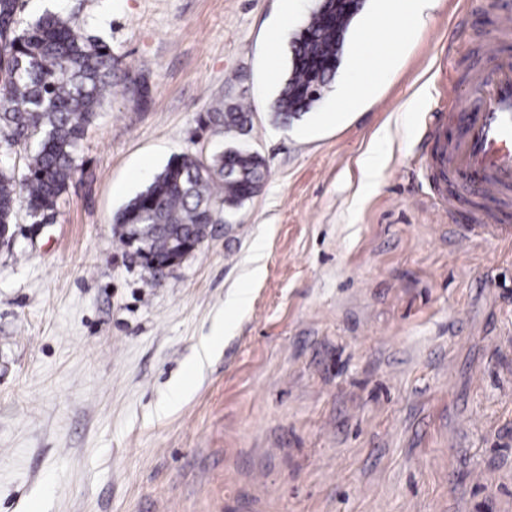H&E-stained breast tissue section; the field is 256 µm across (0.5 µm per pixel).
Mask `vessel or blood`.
<instances>
[{
    "label": "vessel or blood",
    "instance_id": "1",
    "mask_svg": "<svg viewBox=\"0 0 512 512\" xmlns=\"http://www.w3.org/2000/svg\"><path fill=\"white\" fill-rule=\"evenodd\" d=\"M494 26L488 39L492 62L476 75L458 101V114L434 113L428 138L435 148L432 165L453 173L467 192L497 199L486 221L498 234L512 237V57L502 56L499 39L512 35V8L489 0ZM459 119L462 132L448 137V123Z\"/></svg>",
    "mask_w": 512,
    "mask_h": 512
}]
</instances>
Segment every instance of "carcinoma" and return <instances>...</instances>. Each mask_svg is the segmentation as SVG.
I'll list each match as a JSON object with an SVG mask.
<instances>
[{"label": "carcinoma", "mask_w": 512, "mask_h": 512, "mask_svg": "<svg viewBox=\"0 0 512 512\" xmlns=\"http://www.w3.org/2000/svg\"><path fill=\"white\" fill-rule=\"evenodd\" d=\"M362 8L319 0L292 41L289 75L270 104L276 121L286 124L320 100ZM18 9L19 0H0V234L8 238L22 206L35 222L54 217L115 70L111 48L72 18L46 12L25 22ZM199 122L244 134L251 115L219 102ZM267 175L262 155L243 144L176 156L115 214L119 240L129 248L130 225H138L155 262L146 273L157 281L177 236L203 243L211 225L261 191Z\"/></svg>", "instance_id": "cac0c4a2"}]
</instances>
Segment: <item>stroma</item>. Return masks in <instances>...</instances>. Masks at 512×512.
I'll return each mask as SVG.
<instances>
[{
    "mask_svg": "<svg viewBox=\"0 0 512 512\" xmlns=\"http://www.w3.org/2000/svg\"><path fill=\"white\" fill-rule=\"evenodd\" d=\"M316 3L25 0L116 69L53 222L19 214L0 243V512H512V239L450 222L422 136L492 19L431 0L375 22L365 0L334 80L282 125L269 104ZM225 95L267 181L149 281L113 217L173 155L236 140L198 124Z\"/></svg>",
    "mask_w": 512,
    "mask_h": 512,
    "instance_id": "stroma-1",
    "label": "stroma"
}]
</instances>
